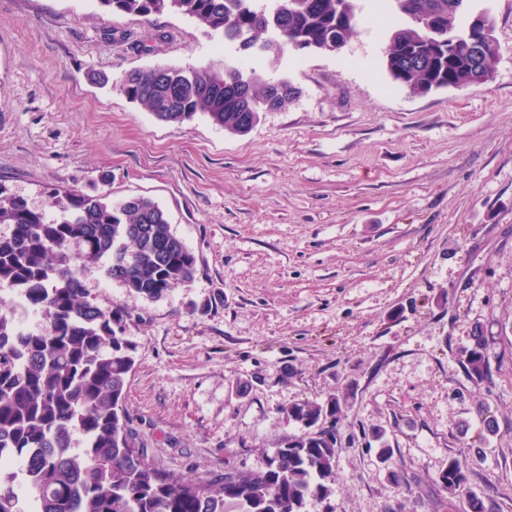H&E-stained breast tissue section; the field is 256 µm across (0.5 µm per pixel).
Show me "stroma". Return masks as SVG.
<instances>
[{"label": "stroma", "instance_id": "35a3bbf8", "mask_svg": "<svg viewBox=\"0 0 512 512\" xmlns=\"http://www.w3.org/2000/svg\"><path fill=\"white\" fill-rule=\"evenodd\" d=\"M471 10L494 21L492 79L415 95L382 66L385 25L333 54L255 57L177 14L0 0V182L35 209L58 188L150 198L197 257L156 301L80 271L93 303L128 313L125 412L160 471L260 468L298 430L283 408L346 392L333 492L307 512H464L471 493L512 512V0ZM228 57L299 96L240 136L157 122L114 86ZM478 325L489 382L464 363ZM452 457L470 470L453 497ZM439 482L448 491V494L455 496L467 488L469 483L468 466L455 458L449 459L448 468L439 475Z\"/></svg>", "mask_w": 512, "mask_h": 512}]
</instances>
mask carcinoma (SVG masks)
Segmentation results:
<instances>
[{
  "label": "carcinoma",
  "instance_id": "carcinoma-1",
  "mask_svg": "<svg viewBox=\"0 0 512 512\" xmlns=\"http://www.w3.org/2000/svg\"><path fill=\"white\" fill-rule=\"evenodd\" d=\"M112 14L149 18L173 13L198 22L206 35L281 57L288 50L341 51L357 33L356 0H97ZM397 18L384 49L391 79L416 95L488 82L500 48L492 23L469 31L471 0H380ZM115 87L165 124L198 114L234 135L247 133L265 111L295 100L287 78L267 81L237 63L221 69L158 66L125 73ZM0 292H22L43 321L22 332L0 298V512H305L323 502L336 475V419L349 394L282 410L300 431L286 435L261 469H238L218 481L166 475L136 447L123 403L135 365L124 339V312L89 300L80 278L86 265L131 292L157 300L190 285L196 256L154 201L56 189L48 209L35 210L0 184ZM472 379L491 380L488 344L475 327L465 350ZM439 482L454 496L467 488L468 466L452 458ZM476 494L467 512H494Z\"/></svg>",
  "mask_w": 512,
  "mask_h": 512
}]
</instances>
